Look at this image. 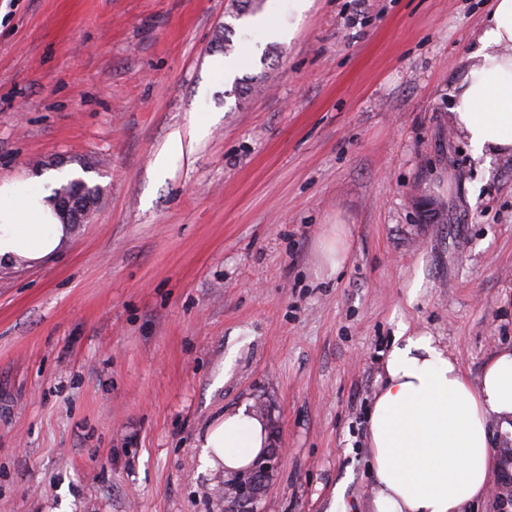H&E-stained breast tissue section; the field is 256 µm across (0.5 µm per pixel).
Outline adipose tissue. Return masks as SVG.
<instances>
[{
  "instance_id": "adipose-tissue-1",
  "label": "adipose tissue",
  "mask_w": 512,
  "mask_h": 512,
  "mask_svg": "<svg viewBox=\"0 0 512 512\" xmlns=\"http://www.w3.org/2000/svg\"><path fill=\"white\" fill-rule=\"evenodd\" d=\"M477 43L476 63L453 87V122L474 156L512 155V0H493ZM71 231L48 194L0 184V265L39 261ZM494 426L512 437V347L474 383L432 337L399 330L368 417L374 512H465L493 470L512 466L494 456ZM269 442L265 421L241 406L210 426L203 447L211 468L231 474Z\"/></svg>"
}]
</instances>
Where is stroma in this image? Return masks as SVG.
<instances>
[{
	"label": "stroma",
	"mask_w": 512,
	"mask_h": 512,
	"mask_svg": "<svg viewBox=\"0 0 512 512\" xmlns=\"http://www.w3.org/2000/svg\"><path fill=\"white\" fill-rule=\"evenodd\" d=\"M490 7L265 0L294 25L271 39L232 0H0V183L102 189L61 250L0 267V512H221L200 444L244 404L284 451L266 512H372L399 326L473 381L512 344V157L450 111ZM227 30L263 93L215 72Z\"/></svg>",
	"instance_id": "stroma-1"
}]
</instances>
